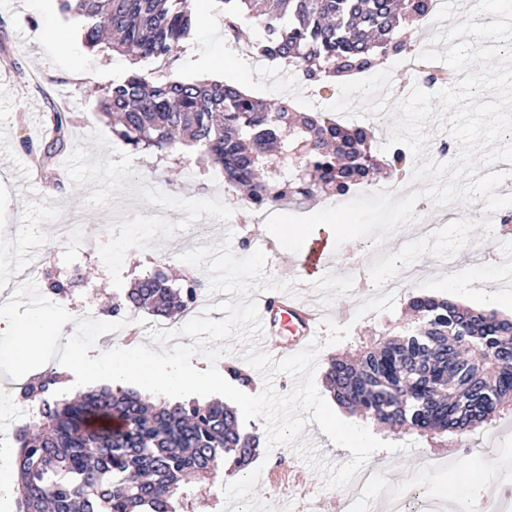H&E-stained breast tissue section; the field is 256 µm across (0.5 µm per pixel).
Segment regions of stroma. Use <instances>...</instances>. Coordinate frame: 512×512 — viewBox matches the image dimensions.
<instances>
[{"instance_id":"1","label":"stroma","mask_w":512,"mask_h":512,"mask_svg":"<svg viewBox=\"0 0 512 512\" xmlns=\"http://www.w3.org/2000/svg\"><path fill=\"white\" fill-rule=\"evenodd\" d=\"M53 29L58 41L41 42L36 33ZM256 26L242 36L227 35L224 17L210 0H196V21L189 39L181 43L167 63L131 64L124 56L104 47L87 49L77 22L65 19L56 0H0V46L8 57L0 59V297L11 296L19 283L16 271L26 269L33 255L44 259L46 271H80L82 285L63 306L74 318H102L106 305L136 278L162 266L178 281L205 279L198 267L181 262L180 253L198 246L197 237L184 232L187 224H199L210 243L225 235L248 240L252 249L263 250L265 271L291 279L298 256L272 245L271 235L251 210L239 208L240 193L225 187L221 167L198 170L189 155L160 159L124 145L98 111L102 89L123 80L133 70L153 73L156 81L172 78L206 80L213 59L226 64L224 78L236 83L246 75V93L274 103L291 102L297 109L325 111L334 96L311 99L310 88L296 78H275V67L256 62L238 51L239 44L260 39ZM74 116L70 146L57 160L53 176L38 171L34 160L50 142L45 126L52 108ZM76 224V236H64L59 225ZM420 224L406 227L386 238L381 250L371 241L353 240L332 254L328 273L345 274L359 265L362 274L349 294L334 298L323 313L335 324L350 325L349 337L323 348L314 382L325 390V370L330 357L355 355L363 346L405 317L411 293L453 298L474 309L494 308L512 315V285L499 277L496 263L476 245L455 256L454 266L425 256L419 261L425 277L403 286L393 311L370 312L356 317L363 299L374 293L368 269L376 253H394L403 238L417 239ZM475 271L462 279L465 268ZM456 287H449V280ZM343 420L366 427L380 440L398 444L390 453L374 452L367 466L379 482L353 495L351 488L326 487L320 473L302 467L298 491L282 497L271 483L259 481L256 471H269L293 458L287 447L258 453L245 477L228 475L223 487L203 485L193 500V512H316L319 503L334 505L356 496L360 512H385L384 490L394 488L411 494L416 512H466L473 501L498 498L503 478L512 474V413L482 425L471 439L455 436L441 441L433 435L389 432L383 425L338 409ZM442 461L443 469L421 471L418 456Z\"/></svg>"}]
</instances>
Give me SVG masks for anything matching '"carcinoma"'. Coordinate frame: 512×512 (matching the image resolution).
I'll return each instance as SVG.
<instances>
[{"instance_id": "carcinoma-1", "label": "carcinoma", "mask_w": 512, "mask_h": 512, "mask_svg": "<svg viewBox=\"0 0 512 512\" xmlns=\"http://www.w3.org/2000/svg\"><path fill=\"white\" fill-rule=\"evenodd\" d=\"M78 20L89 48L111 39L134 62L165 61L193 25L194 0H57ZM238 34L253 23L256 54L296 60L300 78L320 91L411 51L409 28L431 13L430 0H214ZM427 86L446 74L416 68ZM100 111L112 133L138 151L180 146L224 168V181L246 191L256 207L304 205L344 196L374 178L382 164L372 131L337 124L322 112L276 107L223 81L151 83L133 72L111 84ZM55 137L38 165L68 148L70 112L48 116ZM386 164L410 165L401 145ZM68 277L48 278L47 292L68 298ZM204 288L176 287L162 273L146 275L112 302L111 313L168 317L190 312ZM404 332L364 347L354 360H329L326 384L336 403L392 430L461 436L512 411V316L474 310L449 299L413 295ZM484 347L487 361L463 351ZM54 366L30 376L19 399L39 406L15 431L16 512H189L184 485L240 472L259 448L234 408L221 400L155 403L140 392L99 385L73 397Z\"/></svg>"}]
</instances>
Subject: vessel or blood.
Masks as SVG:
<instances>
[{
  "instance_id": "obj_1",
  "label": "vessel or blood",
  "mask_w": 512,
  "mask_h": 512,
  "mask_svg": "<svg viewBox=\"0 0 512 512\" xmlns=\"http://www.w3.org/2000/svg\"><path fill=\"white\" fill-rule=\"evenodd\" d=\"M331 256V247L327 239L314 240L308 253L302 257L297 265V271L302 277H309L319 272L328 263ZM260 318L264 327L265 336L261 342L262 350L267 351L275 358L285 357L288 351H300L319 335L320 321L318 314L301 301L281 294L266 292L258 295ZM297 322L300 326L299 336L291 349H283L274 343L271 336L276 321Z\"/></svg>"
}]
</instances>
